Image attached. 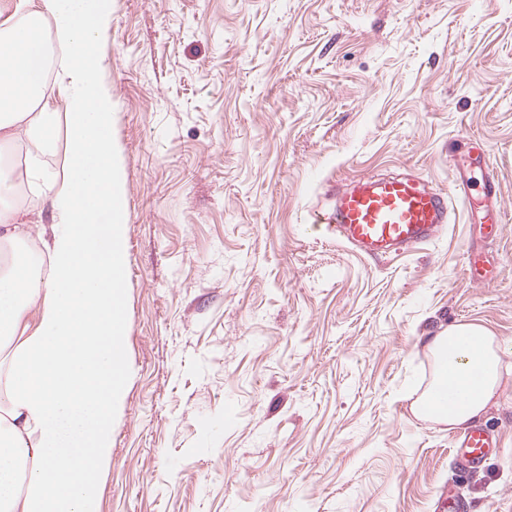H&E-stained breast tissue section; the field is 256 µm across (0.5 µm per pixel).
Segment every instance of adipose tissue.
Here are the masks:
<instances>
[{
	"mask_svg": "<svg viewBox=\"0 0 512 512\" xmlns=\"http://www.w3.org/2000/svg\"><path fill=\"white\" fill-rule=\"evenodd\" d=\"M111 0H0V142L26 146L52 228L9 204L0 169V512H98L127 368L120 313L126 199L101 76ZM66 129L58 147L57 129ZM61 152L59 170L39 165ZM500 340L456 323L430 337L431 389L460 392L462 427L498 397Z\"/></svg>",
	"mask_w": 512,
	"mask_h": 512,
	"instance_id": "ef3b65f1",
	"label": "adipose tissue"
}]
</instances>
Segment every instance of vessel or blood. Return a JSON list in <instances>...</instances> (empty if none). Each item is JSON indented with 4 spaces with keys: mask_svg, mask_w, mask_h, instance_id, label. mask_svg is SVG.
<instances>
[{
    "mask_svg": "<svg viewBox=\"0 0 512 512\" xmlns=\"http://www.w3.org/2000/svg\"><path fill=\"white\" fill-rule=\"evenodd\" d=\"M337 239L370 258L411 251L435 239L449 221L445 193L408 177L362 176L338 191L326 214ZM490 430L474 426L455 440L467 472H479L499 447Z\"/></svg>",
    "mask_w": 512,
    "mask_h": 512,
    "instance_id": "vessel-or-blood-1",
    "label": "vessel or blood"
}]
</instances>
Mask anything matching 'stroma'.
<instances>
[{"label": "stroma", "mask_w": 512, "mask_h": 512, "mask_svg": "<svg viewBox=\"0 0 512 512\" xmlns=\"http://www.w3.org/2000/svg\"><path fill=\"white\" fill-rule=\"evenodd\" d=\"M126 353L99 512H512V375L464 474L416 416L430 336L512 367V0H111ZM16 204L51 208L11 148ZM448 190L434 241L371 260L314 210L363 175ZM506 222L468 215L488 175ZM494 278L470 281L468 252Z\"/></svg>", "instance_id": "obj_1"}]
</instances>
